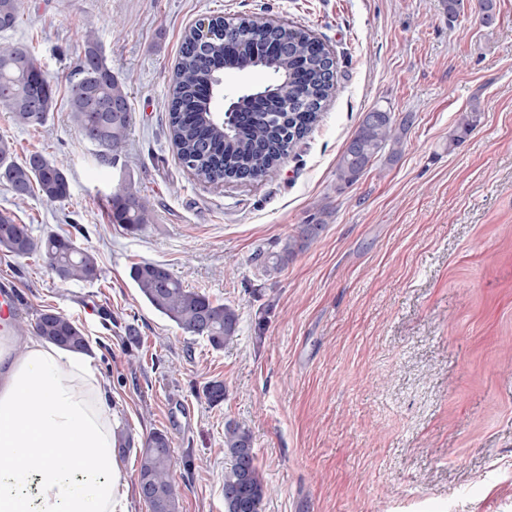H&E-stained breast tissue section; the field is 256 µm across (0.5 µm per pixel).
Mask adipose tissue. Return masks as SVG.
Here are the masks:
<instances>
[{
	"label": "adipose tissue",
	"instance_id": "adipose-tissue-1",
	"mask_svg": "<svg viewBox=\"0 0 512 512\" xmlns=\"http://www.w3.org/2000/svg\"><path fill=\"white\" fill-rule=\"evenodd\" d=\"M0 353V512H130L109 390L93 359L44 338Z\"/></svg>",
	"mask_w": 512,
	"mask_h": 512
}]
</instances>
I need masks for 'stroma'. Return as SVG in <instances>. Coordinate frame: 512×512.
I'll use <instances>...</instances> for the list:
<instances>
[{
  "instance_id": "35a3bbf8",
  "label": "stroma",
  "mask_w": 512,
  "mask_h": 512,
  "mask_svg": "<svg viewBox=\"0 0 512 512\" xmlns=\"http://www.w3.org/2000/svg\"><path fill=\"white\" fill-rule=\"evenodd\" d=\"M476 0L449 19L443 0H26L0 47L23 45L52 76L48 121L21 127L0 109L18 155L62 161L70 195L16 201L0 214L35 238L69 235L101 276L60 285L42 259L0 250L27 330L52 309L80 327L135 446L167 434L179 512H224V425H246L269 492L262 512H512V0ZM214 15H256L324 41L339 94L285 162L250 184L213 186L181 164L168 126L169 78L185 30ZM125 82L127 145L114 163L76 131L70 82L87 31ZM412 116L397 159L379 154L340 186V156L365 112ZM478 110L460 142L461 113ZM137 192L153 209L138 232L112 223L107 198ZM319 238L282 269L300 225ZM166 264L188 288L238 309L215 350L152 311L129 278ZM136 329L138 342L128 340ZM223 381V402L203 393ZM321 227L322 225L319 224L301 225L297 237L288 238L279 252L272 257H268L263 262V265H261L262 271L268 273L271 270H278L286 265L297 250L302 249L306 243H310L315 239Z\"/></svg>"
}]
</instances>
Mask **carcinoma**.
Here are the masks:
<instances>
[{
    "label": "carcinoma",
    "instance_id": "obj_1",
    "mask_svg": "<svg viewBox=\"0 0 512 512\" xmlns=\"http://www.w3.org/2000/svg\"><path fill=\"white\" fill-rule=\"evenodd\" d=\"M25 0H0V32L17 27ZM232 32L224 35V18L214 17L208 36L199 39V25L183 36L169 94V130L184 167L215 186L251 183L271 173L318 121L324 103L337 93L335 61L328 46L304 29L289 33L273 28L260 17L230 19ZM259 67L271 81L232 102L235 112L225 125L207 107L210 91L226 69ZM70 87L69 112L79 134L100 148V157L111 162L130 134L129 93L108 66L96 34L85 35L82 56ZM37 100L41 109H20L16 103ZM0 107L12 114L16 124L44 125L55 107V88L44 70L23 45L0 50ZM477 123V110L460 115L453 140L467 136ZM400 144L391 113L374 123L362 119L341 155L338 178L346 184L357 181L384 150L396 154ZM0 180L15 197L23 200L39 193L48 202H61L70 195L63 165L41 153L23 159L14 156L10 142L0 138ZM110 216L135 232L153 223L152 209L135 192L119 190L109 197ZM0 250L18 257L40 254L49 263L51 275L61 282H93L100 268L95 253L69 238L48 234L36 239L28 225L0 215ZM321 225L303 224L279 252L263 262L268 273L278 270L307 243ZM129 277L145 302L183 332L205 338L222 350L237 335L238 311L229 304L190 289L165 265L141 262ZM36 333L54 344L76 350L87 348L80 328L61 313L42 312ZM224 448L230 457L224 470V512H261L267 487L260 476L249 428L234 422L224 425ZM173 456L168 436L156 431L139 449L137 481L150 512H178L180 492L172 478Z\"/></svg>",
    "mask_w": 512,
    "mask_h": 512
}]
</instances>
